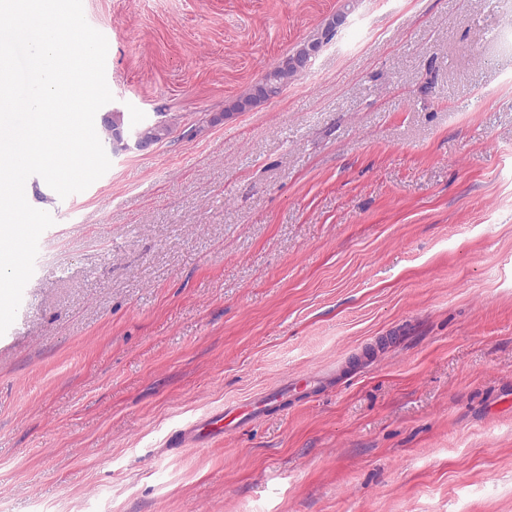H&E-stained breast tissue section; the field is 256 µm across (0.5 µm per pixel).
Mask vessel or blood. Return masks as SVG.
<instances>
[{"label":"vessel or blood","mask_w":512,"mask_h":512,"mask_svg":"<svg viewBox=\"0 0 512 512\" xmlns=\"http://www.w3.org/2000/svg\"><path fill=\"white\" fill-rule=\"evenodd\" d=\"M320 375H299L293 377L291 382L281 383L268 390L265 395L249 406L243 407L239 414H232L230 409L224 408L208 414L203 419L187 425L181 431L180 441L185 446H195L201 441L221 438L230 431L244 428L265 413L279 407L287 401L295 386L301 384H320Z\"/></svg>","instance_id":"b4317fda"}]
</instances>
